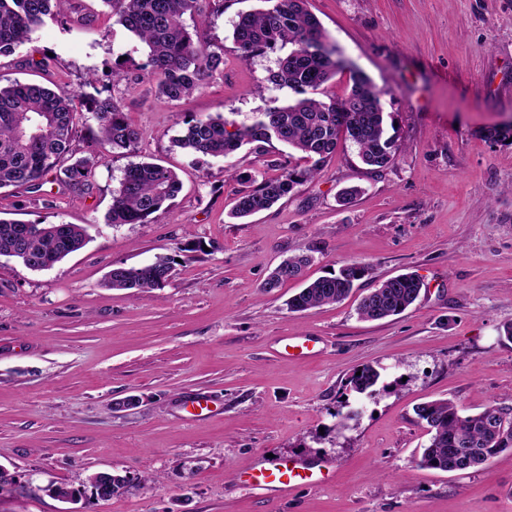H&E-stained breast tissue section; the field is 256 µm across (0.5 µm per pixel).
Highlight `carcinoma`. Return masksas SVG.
<instances>
[{
	"mask_svg": "<svg viewBox=\"0 0 512 512\" xmlns=\"http://www.w3.org/2000/svg\"><path fill=\"white\" fill-rule=\"evenodd\" d=\"M204 0H102L116 23L132 33L148 48L145 69L156 80V96L166 102H181L199 93L208 78L224 64L222 57L208 52L198 29H189L184 16L206 18ZM263 9L243 12L233 25V39L243 59L274 49H288L279 60L270 83L299 95L292 103L257 113L250 123L236 124L218 115L191 114L185 129L174 139L177 147L192 155L227 157L242 146L280 142L303 154L304 168L291 167L276 176L241 175L250 184L238 192L232 209L235 218H246L271 209L302 181L314 177L321 163L336 153L340 140L350 142L362 163L371 170L389 167L395 159L396 144L388 133L383 111L385 91L358 71L350 72L349 91L329 101L319 99L325 85L343 72L344 65L336 44L319 20L306 8L307 0H263ZM68 0H0V55L28 40L44 18L64 10ZM84 86L95 93H57L39 84L14 82L0 85V189L24 186L37 193L46 176L58 169L71 189L88 185L99 165L91 153L59 165L72 155L73 130L83 112L92 114L97 137L112 151L135 149L142 134L128 119L123 106L111 96H101L93 77ZM494 142L512 144V125L487 130ZM181 191V182L170 168L142 161L130 165L119 187L112 193V204L105 223L143 224L165 210ZM87 229L77 224L40 226L0 219V253L21 260L35 270L55 264L80 250L87 242ZM311 258L301 255L281 262L263 284L272 293L285 282L302 276ZM367 271L359 262L347 263L338 271L319 277L288 300L292 311H305L345 300L355 282ZM174 275V261L160 259L140 268L115 267L105 286L131 290L136 294L163 288ZM421 280L414 274H401L383 281L363 296L357 314L363 320L378 321L404 312L418 298ZM372 368L348 379L351 388L364 393L379 380ZM419 419L429 429V444L419 464L443 472L475 468L497 454L512 451V407L495 404L472 415H461L448 400L417 407ZM90 487L103 489L106 499L120 495L126 486L108 472L93 475Z\"/></svg>",
	"mask_w": 512,
	"mask_h": 512,
	"instance_id": "obj_1",
	"label": "carcinoma"
}]
</instances>
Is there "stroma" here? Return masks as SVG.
Masks as SVG:
<instances>
[{
    "label": "stroma",
    "mask_w": 512,
    "mask_h": 512,
    "mask_svg": "<svg viewBox=\"0 0 512 512\" xmlns=\"http://www.w3.org/2000/svg\"><path fill=\"white\" fill-rule=\"evenodd\" d=\"M261 6L209 0L204 37L224 63L186 103L157 98L146 47L102 0H70L0 55L2 85L71 91L95 73L142 133L118 154L87 119L72 149L100 159L88 187L51 177L36 198L0 189V219L90 235L45 270L0 256V467L20 482L0 512H63L46 485L77 488L97 472L131 484L108 501L83 497L81 512H512V451L464 472L418 467L429 435L415 413L439 399L464 415L512 404V343L501 338L512 323V145L485 136L512 119V0H308L343 58L385 89L395 160L375 172L341 145L319 176L237 220L232 171L276 175L300 153L275 141L203 157L173 140L186 113L240 123L293 100L269 85L278 53L246 60L233 40L237 15ZM142 161L175 170L182 191L147 223L105 224L124 170ZM349 186L362 193L340 205ZM302 252L310 280L351 261L368 271L353 297L293 312L301 282L270 295L261 285ZM161 258L177 261L164 288L104 285L114 267ZM406 273L423 283L412 306L358 317L359 296ZM298 336L315 357L284 359ZM366 365L381 374L370 397L348 384ZM270 455L331 467L334 479L249 489Z\"/></svg>",
    "instance_id": "35a3bbf8"
}]
</instances>
